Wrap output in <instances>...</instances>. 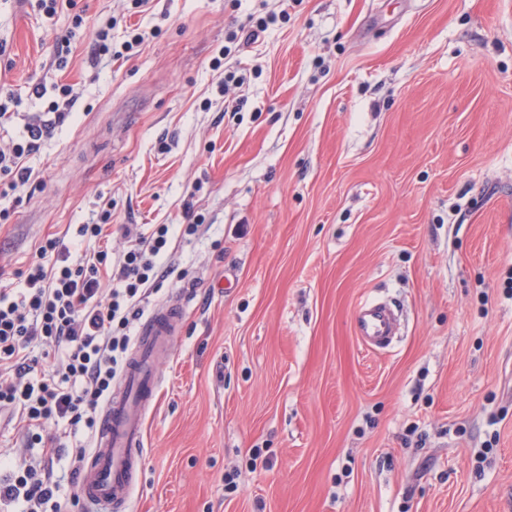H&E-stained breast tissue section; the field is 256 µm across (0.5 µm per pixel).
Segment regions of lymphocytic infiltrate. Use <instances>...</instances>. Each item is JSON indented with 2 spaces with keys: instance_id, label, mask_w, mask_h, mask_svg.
<instances>
[{
  "instance_id": "obj_1",
  "label": "lymphocytic infiltrate",
  "mask_w": 512,
  "mask_h": 512,
  "mask_svg": "<svg viewBox=\"0 0 512 512\" xmlns=\"http://www.w3.org/2000/svg\"><path fill=\"white\" fill-rule=\"evenodd\" d=\"M49 111L50 119L29 121L21 140L0 149V175L10 191L29 184L27 156L65 119L58 101ZM170 231L159 224L134 239L122 229L131 242L116 261L104 250L90 261L75 259L61 240L48 239L41 250L56 253L54 271L35 262L20 295L0 289V413L8 414L25 450L21 457L0 452V512H65L78 503L84 439L96 432L99 409L126 367L131 324L144 312ZM104 268L112 272L107 291L99 278ZM63 423L83 431V439L44 435L46 426Z\"/></svg>"
}]
</instances>
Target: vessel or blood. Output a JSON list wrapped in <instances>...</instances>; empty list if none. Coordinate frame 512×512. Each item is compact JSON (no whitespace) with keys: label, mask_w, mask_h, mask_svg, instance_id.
<instances>
[{"label":"vessel or blood","mask_w":512,"mask_h":512,"mask_svg":"<svg viewBox=\"0 0 512 512\" xmlns=\"http://www.w3.org/2000/svg\"><path fill=\"white\" fill-rule=\"evenodd\" d=\"M181 314L177 303L156 308L140 329L126 369L101 409L93 450L80 471L84 512H130L145 418L159 390L152 366L164 354ZM353 327L363 345L382 350L393 342L397 319L387 304L370 300L356 309Z\"/></svg>","instance_id":"b4317fda"}]
</instances>
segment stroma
I'll use <instances>...</instances> for the list:
<instances>
[{"label":"stroma","instance_id":"stroma-1","mask_svg":"<svg viewBox=\"0 0 512 512\" xmlns=\"http://www.w3.org/2000/svg\"><path fill=\"white\" fill-rule=\"evenodd\" d=\"M60 84L0 194V289L49 238L120 254L77 233L106 212L199 226L148 298L186 311L132 512H512V0H0V147ZM374 297L383 351L353 332ZM47 114H55V119H33L25 124L21 140L13 143L7 150L0 149V175L9 177L8 189L20 191L31 181L33 171L25 165L27 156L39 149L44 137L52 134L56 124L64 121L66 113L59 112V103L52 101ZM354 332L370 349H387L397 331V319L391 308L379 300L361 304L354 313Z\"/></svg>","mask_w":512,"mask_h":512}]
</instances>
